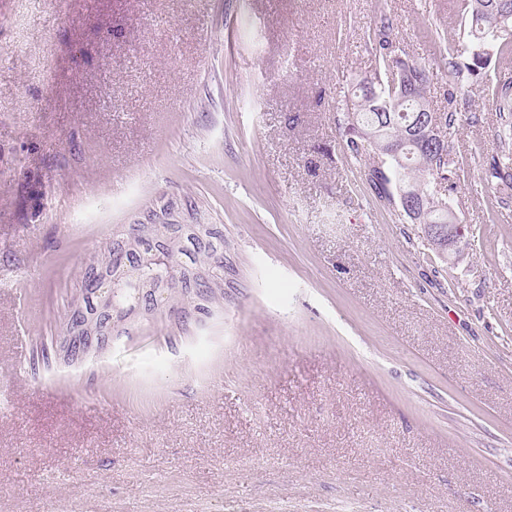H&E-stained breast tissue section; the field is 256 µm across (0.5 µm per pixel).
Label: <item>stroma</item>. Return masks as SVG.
<instances>
[{
  "label": "stroma",
  "mask_w": 512,
  "mask_h": 512,
  "mask_svg": "<svg viewBox=\"0 0 512 512\" xmlns=\"http://www.w3.org/2000/svg\"><path fill=\"white\" fill-rule=\"evenodd\" d=\"M458 0H0V512H512V197L484 87L435 109L470 246L361 184L344 96ZM132 224L224 227V304L55 342Z\"/></svg>",
  "instance_id": "35a3bbf8"
}]
</instances>
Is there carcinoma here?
<instances>
[{"label":"carcinoma","instance_id":"obj_1","mask_svg":"<svg viewBox=\"0 0 512 512\" xmlns=\"http://www.w3.org/2000/svg\"><path fill=\"white\" fill-rule=\"evenodd\" d=\"M460 12V36L440 46V62L452 77L453 91L463 95L486 80L492 54L501 61H512V0H460ZM392 32L391 16L382 9L379 25L369 36L376 62L374 73L358 80L345 100V149L358 165L364 184L398 216L409 218L405 202H395L397 184L418 201L423 245L446 261L448 252L434 246L425 225L448 223V211L441 208L435 182L439 179L452 189L460 179L461 167L451 157L448 134L461 117L430 108V70L422 62L409 61L415 89L391 87L395 83ZM488 91L502 113L498 139L503 147L491 156L482 178L511 190L512 149L504 144L512 141V78L497 81ZM421 113L436 115L444 129L443 140L426 143L414 136L413 121ZM386 147L395 148V153L384 151ZM130 231L139 232L136 245H130L126 238L113 240L87 266L79 298L71 304L69 321H81L84 314L94 311L96 277L108 272L121 288L114 311L104 316L110 326L123 321L128 316L125 309L130 306L146 307L145 289L158 283L165 282L175 289L174 300L178 303L197 298L194 309L202 314L224 299V264L213 266L209 262L213 257H224V234L217 225L133 224ZM166 242L171 244V265L161 267L150 262L156 244ZM180 255L189 261L179 262ZM128 266L140 272L133 283L121 277V270Z\"/></svg>","mask_w":512,"mask_h":512}]
</instances>
